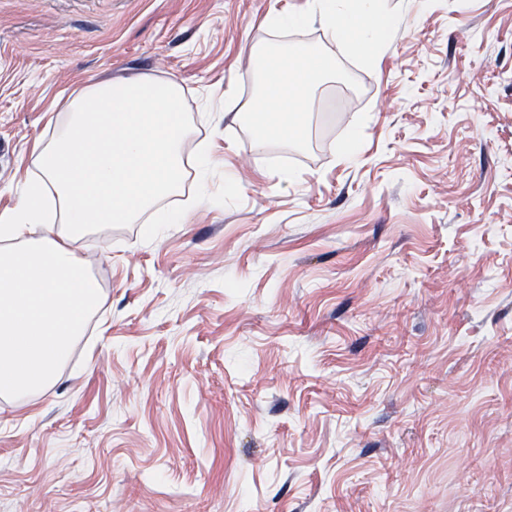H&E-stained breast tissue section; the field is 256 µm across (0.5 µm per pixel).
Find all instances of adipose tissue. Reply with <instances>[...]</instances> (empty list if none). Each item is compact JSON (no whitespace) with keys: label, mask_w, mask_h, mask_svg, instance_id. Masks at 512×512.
I'll use <instances>...</instances> for the list:
<instances>
[{"label":"adipose tissue","mask_w":512,"mask_h":512,"mask_svg":"<svg viewBox=\"0 0 512 512\" xmlns=\"http://www.w3.org/2000/svg\"><path fill=\"white\" fill-rule=\"evenodd\" d=\"M326 34L375 56L385 18L381 0H311ZM255 143L302 139L315 86L329 78L325 57L257 40ZM184 89L175 80L134 76L84 88L36 157L13 212L0 218V392L22 395L47 385L100 306L97 282L68 240L97 224H183L167 206L179 193L189 134Z\"/></svg>","instance_id":"obj_1"}]
</instances>
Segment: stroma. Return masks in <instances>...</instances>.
Returning <instances> with one entry per match:
<instances>
[{"mask_svg":"<svg viewBox=\"0 0 512 512\" xmlns=\"http://www.w3.org/2000/svg\"><path fill=\"white\" fill-rule=\"evenodd\" d=\"M383 8L368 66L310 0H0V215L98 82H179L215 161L187 223L73 240L101 305L0 394V512H512V0ZM259 38L336 64L302 141L231 118Z\"/></svg>","mask_w":512,"mask_h":512,"instance_id":"stroma-1","label":"stroma"}]
</instances>
